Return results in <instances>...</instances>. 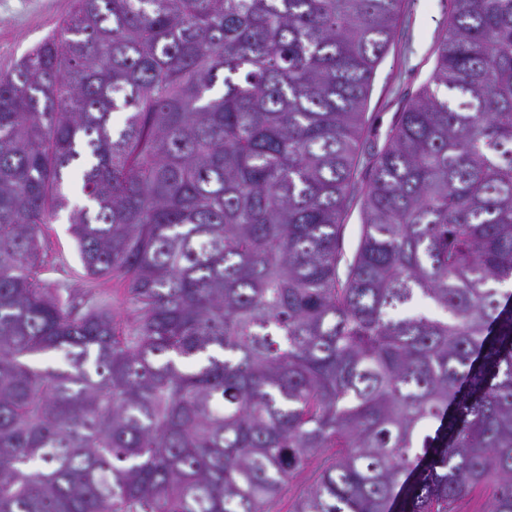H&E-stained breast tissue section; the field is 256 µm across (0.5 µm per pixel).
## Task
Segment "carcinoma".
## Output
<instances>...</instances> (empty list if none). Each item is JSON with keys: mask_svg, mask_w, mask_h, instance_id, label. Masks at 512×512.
<instances>
[{"mask_svg": "<svg viewBox=\"0 0 512 512\" xmlns=\"http://www.w3.org/2000/svg\"><path fill=\"white\" fill-rule=\"evenodd\" d=\"M402 2L74 0L0 73V512H277L309 467L291 512H512V0H451L364 182ZM76 163L90 286L47 288ZM345 230L341 240V248L345 254L351 256L358 245L361 229L360 204L355 202L351 205L345 220Z\"/></svg>", "mask_w": 512, "mask_h": 512, "instance_id": "carcinoma-1", "label": "carcinoma"}]
</instances>
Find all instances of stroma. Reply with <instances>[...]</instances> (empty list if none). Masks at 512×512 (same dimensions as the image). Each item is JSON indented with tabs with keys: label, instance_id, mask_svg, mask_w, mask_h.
Returning <instances> with one entry per match:
<instances>
[{
	"label": "stroma",
	"instance_id": "35a3bbf8",
	"mask_svg": "<svg viewBox=\"0 0 512 512\" xmlns=\"http://www.w3.org/2000/svg\"><path fill=\"white\" fill-rule=\"evenodd\" d=\"M72 8L73 0H0V72L57 29ZM450 14V0H403L394 36L372 77L362 146L383 147L399 113L428 82ZM43 238L53 266L45 275L47 286H80L83 270L66 218L44 225Z\"/></svg>",
	"mask_w": 512,
	"mask_h": 512
}]
</instances>
